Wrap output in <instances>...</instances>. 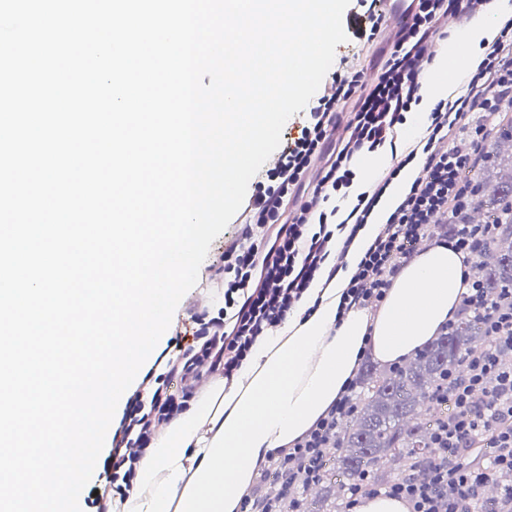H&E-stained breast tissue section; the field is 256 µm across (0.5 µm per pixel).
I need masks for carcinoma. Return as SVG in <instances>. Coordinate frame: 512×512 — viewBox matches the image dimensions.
<instances>
[{
	"mask_svg": "<svg viewBox=\"0 0 512 512\" xmlns=\"http://www.w3.org/2000/svg\"><path fill=\"white\" fill-rule=\"evenodd\" d=\"M477 208L486 211L488 223L500 225L491 246L496 261L481 266L483 287L494 297L512 288V174L481 186ZM484 335L482 318L468 313L401 368L364 366L360 410L351 426L341 428L322 478L336 488L327 512H341L343 492L359 478L390 483L429 454L433 426L448 414L444 378Z\"/></svg>",
	"mask_w": 512,
	"mask_h": 512,
	"instance_id": "carcinoma-1",
	"label": "carcinoma"
}]
</instances>
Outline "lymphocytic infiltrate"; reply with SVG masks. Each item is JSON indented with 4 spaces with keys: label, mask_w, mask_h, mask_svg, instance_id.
<instances>
[{
    "label": "lymphocytic infiltrate",
    "mask_w": 512,
    "mask_h": 512,
    "mask_svg": "<svg viewBox=\"0 0 512 512\" xmlns=\"http://www.w3.org/2000/svg\"><path fill=\"white\" fill-rule=\"evenodd\" d=\"M486 0H410V22L394 36L373 81L354 65L334 72L333 94L320 95L278 162L257 181L237 235L219 246L216 273L224 306L216 316H194L178 339L175 358L161 373L147 372L105 448L103 470L110 484L131 487L136 462L159 424L187 410L199 374L232 378L259 336L282 323L326 265L340 269L333 254L335 233L351 246L368 224L394 180L414 161L423 175L396 198L386 221L360 258L340 298L338 317L354 310L376 311L400 266L420 243L445 244L475 260L485 254L496 227L467 219L480 191L471 174L488 162L486 142L512 104V14L498 19L492 41L469 64L465 91L438 99L424 136L399 139L407 115L422 100L417 67L440 19L468 23ZM351 104L346 121L338 109ZM390 148L387 174L355 194L356 159ZM461 312L479 313L486 342L446 378L453 412L436 429L426 478L407 474L385 486L361 478L348 491L343 512L362 499L386 494L409 512H483L484 490L496 483L495 512H512V289L489 298L470 280ZM360 381L349 378L338 398L300 437L270 453L263 472L280 485L276 496L248 485L237 512H305L304 492L318 483L323 460L335 447L339 423L357 413Z\"/></svg>",
    "instance_id": "1"
}]
</instances>
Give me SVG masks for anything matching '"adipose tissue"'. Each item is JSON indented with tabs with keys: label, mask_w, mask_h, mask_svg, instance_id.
I'll list each match as a JSON object with an SVG mask.
<instances>
[{
	"label": "adipose tissue",
	"mask_w": 512,
	"mask_h": 512,
	"mask_svg": "<svg viewBox=\"0 0 512 512\" xmlns=\"http://www.w3.org/2000/svg\"><path fill=\"white\" fill-rule=\"evenodd\" d=\"M408 167L351 245L355 264L401 188L417 177ZM464 254L431 245L404 263L375 314L336 313L348 272L333 288L308 289L286 320L259 337L232 380L216 375L191 407L157 434L136 464L116 512H236L240 493L268 452L301 436L336 399L363 346L385 364L409 360L454 319L467 286Z\"/></svg>",
	"instance_id": "ef3b65f1"
}]
</instances>
